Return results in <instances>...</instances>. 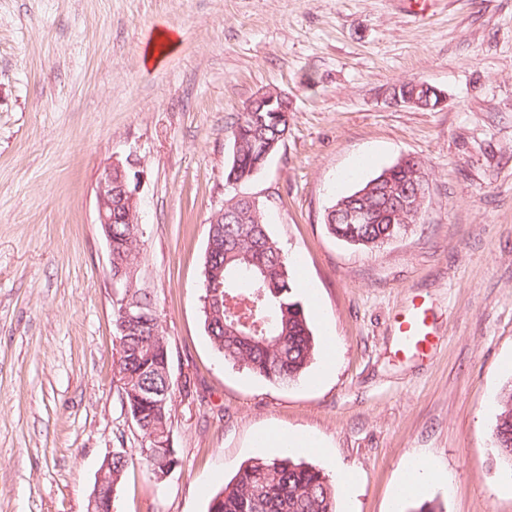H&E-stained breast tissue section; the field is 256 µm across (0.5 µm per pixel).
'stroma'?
<instances>
[{"label": "stroma", "mask_w": 512, "mask_h": 512, "mask_svg": "<svg viewBox=\"0 0 512 512\" xmlns=\"http://www.w3.org/2000/svg\"><path fill=\"white\" fill-rule=\"evenodd\" d=\"M181 33L154 68L156 27ZM424 81L445 103L391 100ZM288 95V134L266 167L224 180L231 129L259 92ZM136 155L153 290L172 351L173 445L155 482L130 465L114 512H207L263 429L302 431L331 479L356 474L337 512H512L497 460L512 383V0H0V512H87L104 457L139 447L112 380L108 249L95 189ZM406 155L430 175L417 224L374 250L331 236L333 200ZM257 198L306 300L335 336L296 383L224 362L200 301L208 219ZM424 304L440 341L397 351L396 320ZM445 480L394 494L406 461Z\"/></svg>", "instance_id": "obj_1"}]
</instances>
